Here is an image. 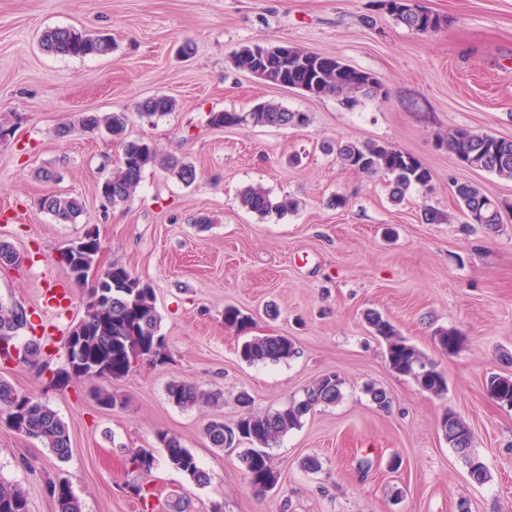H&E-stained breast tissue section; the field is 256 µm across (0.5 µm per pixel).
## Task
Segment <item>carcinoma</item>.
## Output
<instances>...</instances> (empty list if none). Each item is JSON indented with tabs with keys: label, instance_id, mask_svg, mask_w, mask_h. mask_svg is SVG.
Here are the masks:
<instances>
[{
	"label": "carcinoma",
	"instance_id": "1",
	"mask_svg": "<svg viewBox=\"0 0 512 512\" xmlns=\"http://www.w3.org/2000/svg\"><path fill=\"white\" fill-rule=\"evenodd\" d=\"M388 5L387 12L396 22L418 33L437 32L448 25L446 17L414 0H380ZM43 51L63 57H100L114 50L110 39L100 35H89L68 27L49 28L39 40ZM260 45H244L235 52L234 65L244 71L258 74V79L272 85H290L313 97L334 96L346 106H354L362 98H375L381 94L379 81L369 72L351 67L340 59L294 47L288 55L281 56L269 45L265 52ZM176 102L165 95L148 97L138 103L140 115L162 117L174 111ZM209 123L217 128L252 124L262 127L281 128L305 126L308 116L291 112L281 105L265 101L248 112H211ZM103 131L118 142L121 154L118 164L101 183L103 198L115 206L130 201L140 184L143 172L159 167L185 184L196 180V168L176 157L162 155L148 140H129L126 137L127 115L124 112L81 114L77 123L58 128L60 137L69 136L75 128ZM438 144L455 160L465 159L469 168L481 170L503 178L512 179V139L497 137L487 132H476L468 127L457 126L445 134L438 135ZM325 152L336 155L345 168L366 176L383 174L390 178V195L400 201L415 188H425L432 179L431 172L414 156L375 142L352 141L326 142ZM455 199L458 209L464 214L466 223H471L475 212L483 214L480 223L488 228L502 224L498 214L485 209L489 199L477 184L470 181L456 182ZM240 204L245 210L261 217L282 216L298 209V201L290 196L275 197L261 187H248L240 195ZM41 208L57 221L73 223L83 212L81 201L73 196L56 194L42 199ZM87 267L97 261L94 250L82 251L72 245L64 250L58 262L71 269L74 261ZM112 286L110 294H103L99 282L89 278H77L73 285L83 290L82 317L72 324L67 335L60 339L62 347L72 334L83 342L82 365L74 372L52 367L53 341L47 336L36 335V326L28 315L20 312L21 306L0 302V340L16 338L23 328L30 329L31 338L12 356L8 348L0 352V365L12 358L16 363L35 369L39 375L50 374V381H61L68 386L71 376L79 379L92 378L103 382L96 391V400L104 408L116 406L118 399L112 393L111 383L127 376L132 367L129 363V343L133 339L153 342L154 363L168 360L169 352L165 336L161 333L162 317L156 307L155 291L151 284L134 276L125 266L112 263ZM366 320L374 334L386 343V361L395 373L413 378L424 391L441 395L448 389L447 380L435 364L423 359L421 353L400 336L392 323L377 312L366 314ZM224 324L244 333L250 318L235 306L224 308ZM295 354L294 343L286 336H246L238 346L240 359L247 364L277 362ZM342 382L334 375H325L309 386L301 400H293L273 411L258 413L251 409L250 396L242 392L237 401L242 413L237 421L240 435L250 447L238 453L242 471L249 486L257 492H266L278 484L279 475L273 470L266 449L276 444L289 431L301 427L302 418L313 408L336 403L341 396ZM491 397L502 405L512 407V375L494 374L488 381ZM170 399L182 409L200 406L217 407L223 404L221 393H210L197 386L173 380L167 388ZM0 410L7 413L9 427L18 435L37 441L60 462L71 455L68 424L60 415L39 397L22 393L6 377L0 375ZM472 433L462 419L456 417L443 435L452 448L460 453L469 472L478 483L485 482L488 470L484 462L469 453L473 439L465 447H459L456 431ZM234 429L224 426V418L218 414L207 424L204 434L215 448H225V433ZM157 445L163 449L168 464L182 472L191 482L204 485L208 475L199 465L194 454L186 448L180 438L167 431L156 433ZM129 461L133 469L148 474L155 466L154 451L139 448L133 451ZM46 493L53 501L56 512H84L81 500L65 478L46 480ZM0 512H30L28 496L16 485L0 480Z\"/></svg>",
	"mask_w": 512,
	"mask_h": 512
}]
</instances>
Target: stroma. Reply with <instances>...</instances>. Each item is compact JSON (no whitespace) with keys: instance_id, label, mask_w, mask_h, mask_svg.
Wrapping results in <instances>:
<instances>
[{"instance_id":"stroma-1","label":"stroma","mask_w":512,"mask_h":512,"mask_svg":"<svg viewBox=\"0 0 512 512\" xmlns=\"http://www.w3.org/2000/svg\"><path fill=\"white\" fill-rule=\"evenodd\" d=\"M448 20L435 33L398 24L377 0H0V241L20 264L0 269V301L26 309L46 335L83 312L82 292L60 310L47 291L68 282L59 254L87 231L103 245V264L119 263L150 282L169 359L112 383L122 406L104 409L94 381L62 390L25 366L6 369L69 425L72 454L59 462L12 431L0 412V479L19 484L31 512H54L47 478L69 480L84 512H136L131 485L155 490L154 512L180 498L187 512H512V407L488 393L491 374L512 375V214L497 231L465 223L454 181L478 184L512 202V179L457 164L437 134L455 126L512 138V0H423ZM53 27L111 37L105 57L50 55L38 44ZM287 43L333 55L372 73L384 96L352 107L267 84L236 69L241 46ZM191 55H183L184 44ZM153 95L173 112L148 119L135 110ZM273 101L305 113L307 126H210V113L246 112ZM85 112H124L130 137L153 142L194 164L193 184L146 169L135 197L112 206L98 193L119 149L108 137L57 127ZM326 140L376 142L416 157L430 189L392 202L386 176L366 177L322 153ZM260 186L300 202L296 212L262 217L243 209L241 191ZM51 193L79 197L84 211L61 224L40 210ZM346 196L345 207L330 206ZM452 214L428 224L424 209ZM234 305L252 318L251 334H281L296 353L249 365L243 336L224 324ZM375 310L445 374L436 396L393 372L386 344L364 319ZM463 343L441 350L439 329ZM343 382L342 397L318 407L270 448L277 486L255 494L236 451L212 447V411L184 410L167 394L183 379L224 395L225 425L239 418L240 392L266 412L301 397L321 376ZM384 389L379 408L365 385ZM470 425L472 453L490 478L472 481L440 429L446 411ZM176 434L208 472L198 486L157 456L150 475L128 462L155 434ZM314 455L317 473L301 461Z\"/></svg>"}]
</instances>
